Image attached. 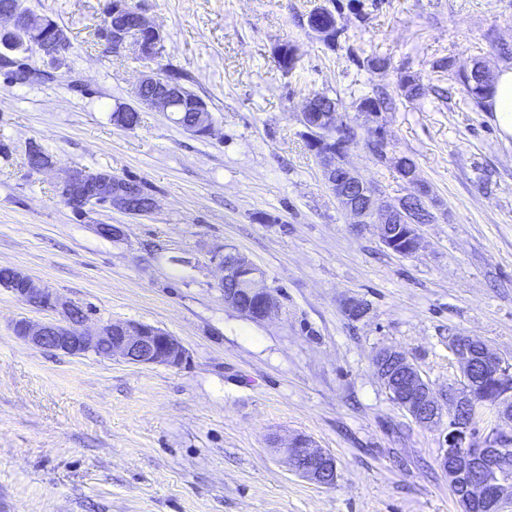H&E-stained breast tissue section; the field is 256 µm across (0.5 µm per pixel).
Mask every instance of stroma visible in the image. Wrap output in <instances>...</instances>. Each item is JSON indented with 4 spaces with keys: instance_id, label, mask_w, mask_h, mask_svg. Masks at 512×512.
<instances>
[{
    "instance_id": "35a3bbf8",
    "label": "stroma",
    "mask_w": 512,
    "mask_h": 512,
    "mask_svg": "<svg viewBox=\"0 0 512 512\" xmlns=\"http://www.w3.org/2000/svg\"><path fill=\"white\" fill-rule=\"evenodd\" d=\"M164 34L158 68L181 69L209 106L212 137L140 108L135 129L111 114L134 102L143 70L95 32L109 0H27L70 38L58 81H0V266L25 269L88 315L177 336L182 367L73 357L18 340L13 323L46 321L0 289V512H459L439 465L447 424L428 429L393 402L374 353H406L441 395L460 380L448 343L471 336L512 363V136L461 102L457 74L478 60L512 66V0H363L343 10L336 48L301 16L310 0H134ZM283 41L296 69L273 59ZM391 58L383 72L355 55ZM453 60L435 74L434 61ZM447 90L397 98L381 115L393 150L434 189L422 250L400 256L356 230L324 186L297 120L322 92L351 107L401 73ZM58 162L39 174L29 144ZM351 164L394 198L404 186L364 145ZM112 171L157 201L138 217L77 215L58 195L61 170ZM120 224L122 238L100 236ZM246 253L281 294L251 320L225 306L210 258ZM369 307L343 313L345 297ZM308 436L336 459L332 485L285 462Z\"/></svg>"
}]
</instances>
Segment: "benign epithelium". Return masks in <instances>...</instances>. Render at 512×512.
I'll return each instance as SVG.
<instances>
[{"mask_svg": "<svg viewBox=\"0 0 512 512\" xmlns=\"http://www.w3.org/2000/svg\"><path fill=\"white\" fill-rule=\"evenodd\" d=\"M324 2L319 0L302 18L306 27L328 48L336 46L338 21H324ZM107 22L102 40L111 51L131 50L138 57L150 60L158 55L163 33L130 0H110L106 10ZM21 31L30 36L26 51L8 49L0 52V68L10 70L18 80L30 81L40 76L29 65L30 54L39 53L50 63L62 60L67 49L68 35L25 6L24 0H14V7L0 12V33L11 36ZM182 96L181 85L159 75L151 67L142 71L135 89L137 103L156 112L174 113V106ZM361 123L355 130L367 134L373 144L386 141L379 123L381 112L375 107H355ZM198 121L185 127L193 136L205 132L213 134V122L208 106H196ZM299 122L304 137L312 145L324 185L334 195L342 209L353 219L357 229H371L381 243L399 255H412L422 246L420 227L426 220L425 208L433 197V189L422 180L417 169L403 155L378 150L375 156L390 165L406 187L405 194L387 199L380 189L365 182L352 168L347 157L353 147L344 133L334 136L329 132L340 126L339 113L327 110L318 103V96L305 97ZM60 197L75 212H87L104 206L132 215H147L154 206L141 210L133 208L132 192L127 184L112 172L90 173L79 168L66 171L57 184ZM222 277L220 283L239 282L243 289H223L224 304L251 320H263L281 308L279 294L266 283L264 271L245 253L226 248L212 254ZM0 288L14 294L19 300L36 309L57 314L53 321L35 322L20 319L14 324L15 335L25 343L41 350L60 352L69 356L94 353L106 358H120L137 365H163L178 368L187 361V352L180 339L157 327L139 322H109L93 331L85 329L87 316L83 309L64 299L53 290L36 282L19 267L0 278ZM251 298V304L242 306L238 292ZM346 316L363 318L368 307L358 298L350 297L342 305ZM451 352L461 373L459 386L448 390L440 398L423 378L415 363L402 351L386 348L377 352L373 366L390 397L403 407L419 424L427 426L440 421L443 404H448V431L440 459L448 475L449 487L454 491L460 512H473L480 505L485 512L512 500V482L497 476L483 474L498 470L499 460L506 454L502 444L492 443L493 435L481 442L475 441L470 424L458 414L473 401L471 370L481 362L500 387L490 393L484 403H490L498 413L501 425L512 427V365L489 345L470 336L453 340ZM289 466L306 480L329 485L336 478V459L312 440L297 436L286 449Z\"/></svg>", "mask_w": 512, "mask_h": 512, "instance_id": "obj_1", "label": "benign epithelium"}]
</instances>
